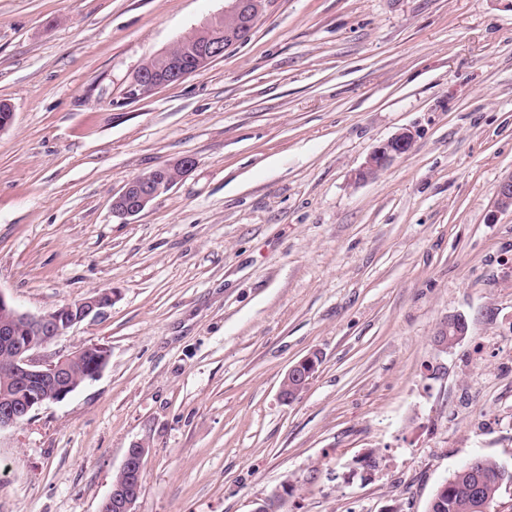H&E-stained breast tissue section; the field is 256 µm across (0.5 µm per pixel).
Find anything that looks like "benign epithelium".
<instances>
[{"instance_id":"obj_1","label":"benign epithelium","mask_w":512,"mask_h":512,"mask_svg":"<svg viewBox=\"0 0 512 512\" xmlns=\"http://www.w3.org/2000/svg\"><path fill=\"white\" fill-rule=\"evenodd\" d=\"M224 13L206 20L189 41L180 40L160 53L166 67L155 70L142 65L127 82L123 99L135 101L152 96L157 90L180 82L192 75H200L214 61L224 57L236 45L246 41L262 16L267 0H227ZM413 143L412 133L404 131L376 147L356 173V179H372L394 159L406 154ZM194 166V160L184 157L157 167L158 175L129 180L112 196V211L121 217L140 214L159 195L170 190ZM497 205L512 209V176L503 180L497 192ZM112 292H97L74 304L39 315L18 309L0 293V313L10 323L0 325V373L9 379L0 383V430L18 427L47 401H61L105 368L109 350L100 344L83 347L71 354L57 355L52 360L41 359L37 351L79 323L96 317L112 305ZM25 338L16 336L18 331ZM467 333L465 320L448 317L436 332L434 342L442 351L456 345ZM92 356L89 372L79 378L71 375L69 365L82 356ZM317 367V359L308 356L286 372L280 388V397L290 400L298 397L309 386ZM144 446L135 444L128 449L121 469L129 476L124 485H113L110 494L101 502L98 512H137L139 485Z\"/></svg>"}]
</instances>
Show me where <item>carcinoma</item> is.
I'll use <instances>...</instances> for the list:
<instances>
[{
    "label": "carcinoma",
    "mask_w": 512,
    "mask_h": 512,
    "mask_svg": "<svg viewBox=\"0 0 512 512\" xmlns=\"http://www.w3.org/2000/svg\"><path fill=\"white\" fill-rule=\"evenodd\" d=\"M479 462L477 470L472 471L464 467L455 471L448 479V489L430 503L428 512H476L478 501L469 493V487L476 482V477L483 478L479 493L481 498L496 503L502 486L498 484V474L504 470L496 460L477 456Z\"/></svg>",
    "instance_id": "carcinoma-1"
}]
</instances>
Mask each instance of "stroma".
<instances>
[{
    "mask_svg": "<svg viewBox=\"0 0 512 512\" xmlns=\"http://www.w3.org/2000/svg\"><path fill=\"white\" fill-rule=\"evenodd\" d=\"M224 5L0 0V294L114 295L43 350L105 345L101 374L0 431V512H98L136 443L137 512H256L282 486L281 512H427L472 458L512 469V0H271L204 73L123 101ZM413 143L410 131H404L376 147L356 173L359 181L372 179L384 170L394 159L406 154ZM194 166V160L184 157L157 167V176L129 180L112 196V211L121 217L140 214L159 195L170 190ZM466 333V323L462 317L448 316V321L437 330L434 342L440 350L446 352L466 336ZM317 362L318 360L314 355H311L288 369L280 388V397L283 401L288 402V400L298 397L308 388L315 373ZM288 392H291V394Z\"/></svg>",
    "mask_w": 512,
    "mask_h": 512,
    "instance_id": "35a3bbf8",
    "label": "stroma"
}]
</instances>
